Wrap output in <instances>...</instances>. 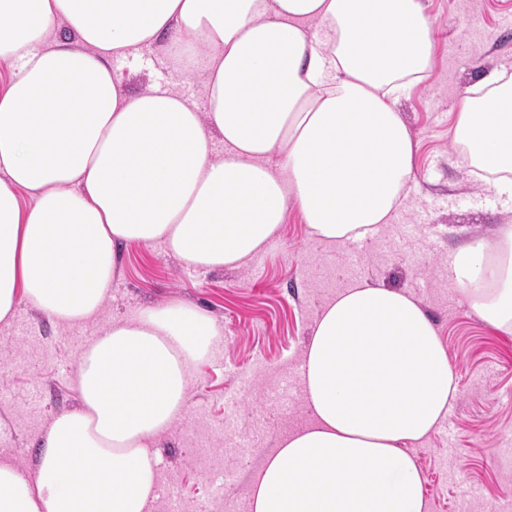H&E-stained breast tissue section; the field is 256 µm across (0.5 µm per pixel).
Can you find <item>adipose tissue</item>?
<instances>
[{
  "label": "adipose tissue",
  "instance_id": "1",
  "mask_svg": "<svg viewBox=\"0 0 512 512\" xmlns=\"http://www.w3.org/2000/svg\"><path fill=\"white\" fill-rule=\"evenodd\" d=\"M62 21L75 40L55 38ZM435 33L423 0H0V323L23 301L88 320L128 245L233 268L292 209L331 246L378 235L415 178L397 103L428 78ZM156 45L204 79L205 108L161 83L123 90L117 63ZM454 132L460 163L512 201L511 73L482 72ZM448 266L472 310L511 331L512 224ZM219 334L181 301L113 321L80 352L78 408L34 436L35 474L0 462V512H153L158 443ZM301 367L311 420L258 473L248 512H426L405 447L439 427L457 384L420 302L352 284L322 308Z\"/></svg>",
  "mask_w": 512,
  "mask_h": 512
}]
</instances>
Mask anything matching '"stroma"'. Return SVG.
<instances>
[{
  "label": "stroma",
  "instance_id": "35a3bbf8",
  "mask_svg": "<svg viewBox=\"0 0 512 512\" xmlns=\"http://www.w3.org/2000/svg\"><path fill=\"white\" fill-rule=\"evenodd\" d=\"M437 20L436 55L427 80L398 103L417 141L409 197L379 235L327 247L296 211L278 239L239 267L189 271L161 248L129 246L121 274L100 312L72 326L28 303L17 316L30 337L0 327V457L22 470L37 458L33 435L79 405L81 346L113 319L178 300L205 308L221 328L215 354L193 369L187 409L161 439V495L154 512H246L252 476L282 438L310 421L301 394L273 396L282 367L299 368L323 306L353 280L411 293L428 311L457 378L447 417L409 453L425 479L427 512H486L512 501V333L497 330L448 282V254L475 237L512 224V203L496 196L458 162L454 134L459 99L483 70L512 69V0H425ZM152 66L118 67L123 87L138 92L168 83L204 107L202 78H182L158 48Z\"/></svg>",
  "mask_w": 512,
  "mask_h": 512
}]
</instances>
